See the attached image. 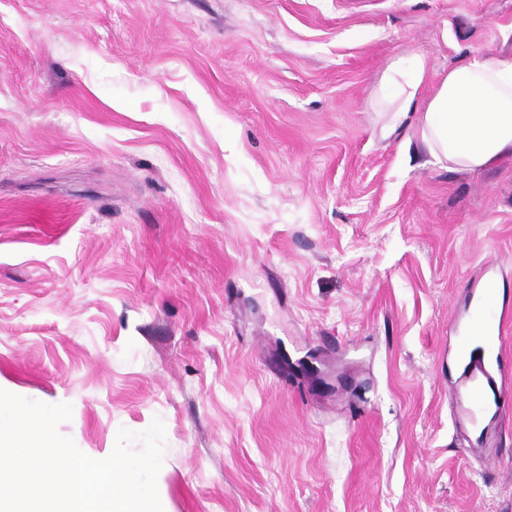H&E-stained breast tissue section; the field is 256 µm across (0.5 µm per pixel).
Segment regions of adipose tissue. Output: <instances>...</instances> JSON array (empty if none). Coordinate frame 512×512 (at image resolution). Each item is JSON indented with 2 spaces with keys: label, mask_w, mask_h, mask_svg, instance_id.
<instances>
[{
  "label": "adipose tissue",
  "mask_w": 512,
  "mask_h": 512,
  "mask_svg": "<svg viewBox=\"0 0 512 512\" xmlns=\"http://www.w3.org/2000/svg\"><path fill=\"white\" fill-rule=\"evenodd\" d=\"M422 56L394 57L373 104L383 112L382 138L416 125L437 164L479 172L512 157V55H477L449 68L437 90L423 98Z\"/></svg>",
  "instance_id": "obj_1"
}]
</instances>
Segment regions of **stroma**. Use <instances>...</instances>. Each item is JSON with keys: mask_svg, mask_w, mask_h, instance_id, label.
Masks as SVG:
<instances>
[{"mask_svg": "<svg viewBox=\"0 0 512 512\" xmlns=\"http://www.w3.org/2000/svg\"><path fill=\"white\" fill-rule=\"evenodd\" d=\"M417 52L512 0H0V388L94 459L161 419L164 512H512L449 331L512 298V163L380 138Z\"/></svg>", "mask_w": 512, "mask_h": 512, "instance_id": "obj_1", "label": "stroma"}]
</instances>
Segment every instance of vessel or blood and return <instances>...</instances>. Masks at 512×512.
<instances>
[{
  "mask_svg": "<svg viewBox=\"0 0 512 512\" xmlns=\"http://www.w3.org/2000/svg\"><path fill=\"white\" fill-rule=\"evenodd\" d=\"M511 325L512 308L499 303L493 288H482L467 330L479 335L483 344L473 348L468 340H461L455 358L467 381L468 412L473 424L498 416L505 392L512 389V374L492 344Z\"/></svg>",
  "mask_w": 512,
  "mask_h": 512,
  "instance_id": "obj_1",
  "label": "vessel or blood"
}]
</instances>
